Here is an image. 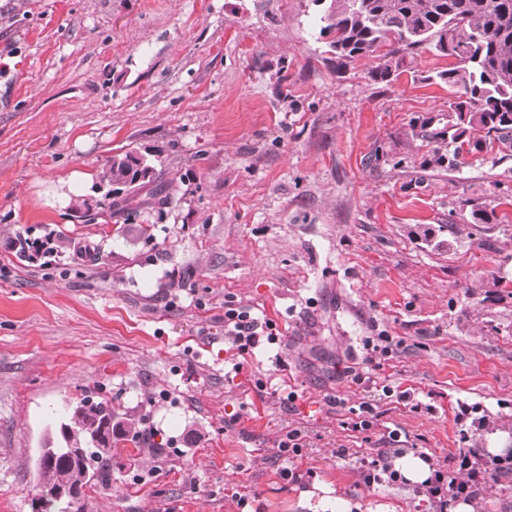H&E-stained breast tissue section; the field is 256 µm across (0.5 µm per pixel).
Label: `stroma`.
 I'll use <instances>...</instances> for the list:
<instances>
[{"label": "stroma", "mask_w": 512, "mask_h": 512, "mask_svg": "<svg viewBox=\"0 0 512 512\" xmlns=\"http://www.w3.org/2000/svg\"><path fill=\"white\" fill-rule=\"evenodd\" d=\"M322 14L0 0V512H37L40 450L64 446L86 399L121 430L83 512H430L413 484L363 483L389 431L442 465L512 448V148L429 166L421 126L448 112L435 75L452 58L422 49L372 80L378 59L339 65ZM127 151L163 171L170 204L74 218ZM21 235L53 249L20 256ZM228 299L277 342L239 356ZM381 332L398 353L365 363ZM372 400L373 430H348ZM463 406L488 426L458 420ZM296 428L290 460L278 444Z\"/></svg>", "instance_id": "obj_1"}]
</instances>
